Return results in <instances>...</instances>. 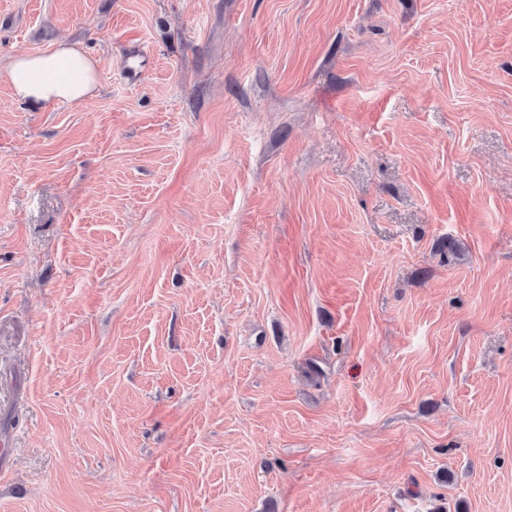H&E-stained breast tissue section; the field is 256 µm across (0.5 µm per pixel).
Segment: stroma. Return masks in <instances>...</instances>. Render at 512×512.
Returning <instances> with one entry per match:
<instances>
[{
  "label": "stroma",
  "instance_id": "1",
  "mask_svg": "<svg viewBox=\"0 0 512 512\" xmlns=\"http://www.w3.org/2000/svg\"><path fill=\"white\" fill-rule=\"evenodd\" d=\"M0 436V512H512V0H0ZM6 74L14 97L23 102L79 104L97 90L94 60L66 41L13 58Z\"/></svg>",
  "mask_w": 512,
  "mask_h": 512
}]
</instances>
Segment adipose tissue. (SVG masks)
Segmentation results:
<instances>
[{"instance_id":"ef3b65f1","label":"adipose tissue","mask_w":512,"mask_h":512,"mask_svg":"<svg viewBox=\"0 0 512 512\" xmlns=\"http://www.w3.org/2000/svg\"><path fill=\"white\" fill-rule=\"evenodd\" d=\"M7 78L18 100L45 105L79 104L97 89L94 60L78 44L65 41L43 52L13 58Z\"/></svg>"}]
</instances>
